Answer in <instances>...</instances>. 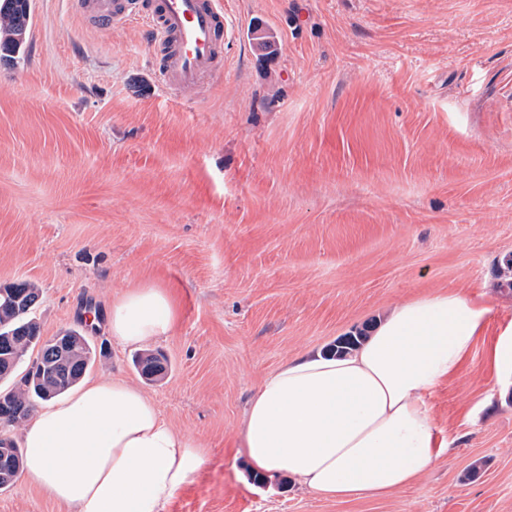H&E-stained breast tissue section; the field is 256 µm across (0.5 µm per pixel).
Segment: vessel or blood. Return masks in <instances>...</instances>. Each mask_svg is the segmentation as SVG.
I'll list each match as a JSON object with an SVG mask.
<instances>
[{"label": "vessel or blood", "mask_w": 512, "mask_h": 512, "mask_svg": "<svg viewBox=\"0 0 512 512\" xmlns=\"http://www.w3.org/2000/svg\"><path fill=\"white\" fill-rule=\"evenodd\" d=\"M100 28L140 19L159 84L176 96L222 76L227 36L221 0H80Z\"/></svg>", "instance_id": "vessel-or-blood-1"}]
</instances>
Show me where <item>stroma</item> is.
<instances>
[{
	"mask_svg": "<svg viewBox=\"0 0 512 512\" xmlns=\"http://www.w3.org/2000/svg\"><path fill=\"white\" fill-rule=\"evenodd\" d=\"M223 76L157 82L142 21L89 24L31 0L0 55V286L27 281L43 338L167 289L178 318L141 377L106 325L85 374L140 388L203 463L165 512H512V379L489 352L512 326V0H224ZM272 32L273 53L252 29ZM444 291L485 329L427 396L446 446L383 498L312 496L245 468L264 376ZM0 512H71L17 480ZM134 365L140 374L150 382L162 379L168 371L166 359L154 352L140 353L136 357Z\"/></svg>",
	"mask_w": 512,
	"mask_h": 512,
	"instance_id": "stroma-1",
	"label": "stroma"
}]
</instances>
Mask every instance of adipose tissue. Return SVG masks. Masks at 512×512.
<instances>
[{
    "mask_svg": "<svg viewBox=\"0 0 512 512\" xmlns=\"http://www.w3.org/2000/svg\"><path fill=\"white\" fill-rule=\"evenodd\" d=\"M487 314L457 292L426 295L385 311L350 353L288 360L264 377L246 411L249 465L324 500L411 486L442 448L426 396L459 371ZM175 321L170 294L144 287L113 303L106 326L120 344L149 345ZM21 446L24 481L72 512H165L202 463L194 441L142 390L113 377L47 402Z\"/></svg>",
    "mask_w": 512,
    "mask_h": 512,
    "instance_id": "1",
    "label": "adipose tissue"
}]
</instances>
